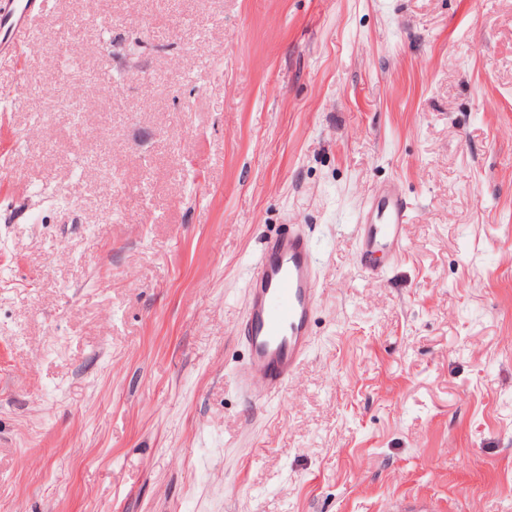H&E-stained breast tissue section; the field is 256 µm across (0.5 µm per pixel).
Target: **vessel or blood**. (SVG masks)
<instances>
[{
  "label": "vessel or blood",
  "mask_w": 512,
  "mask_h": 512,
  "mask_svg": "<svg viewBox=\"0 0 512 512\" xmlns=\"http://www.w3.org/2000/svg\"><path fill=\"white\" fill-rule=\"evenodd\" d=\"M36 4L37 0L14 2L0 13L1 56L19 54ZM409 213V201L386 186L359 215L360 261L366 270H374L379 251H402ZM318 297L316 254L302 225H289L262 239L247 282L246 315L237 330L247 349L244 371L253 401L263 403L282 395L307 358Z\"/></svg>",
  "instance_id": "b4317fda"
}]
</instances>
